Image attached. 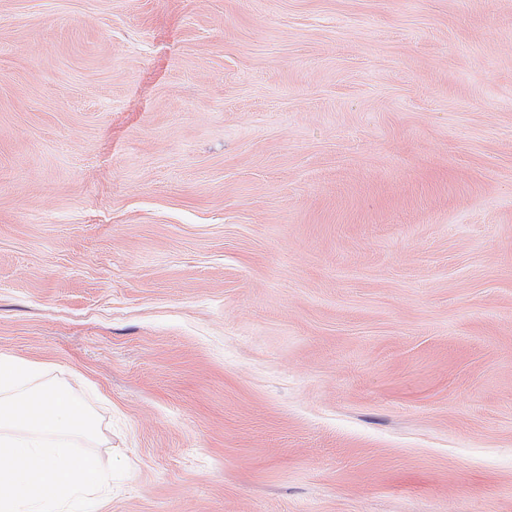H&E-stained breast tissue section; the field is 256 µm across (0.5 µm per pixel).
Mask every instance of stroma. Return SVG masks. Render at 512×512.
<instances>
[{
	"label": "stroma",
	"instance_id": "obj_1",
	"mask_svg": "<svg viewBox=\"0 0 512 512\" xmlns=\"http://www.w3.org/2000/svg\"><path fill=\"white\" fill-rule=\"evenodd\" d=\"M101 512H512V0H0V356Z\"/></svg>",
	"mask_w": 512,
	"mask_h": 512
}]
</instances>
